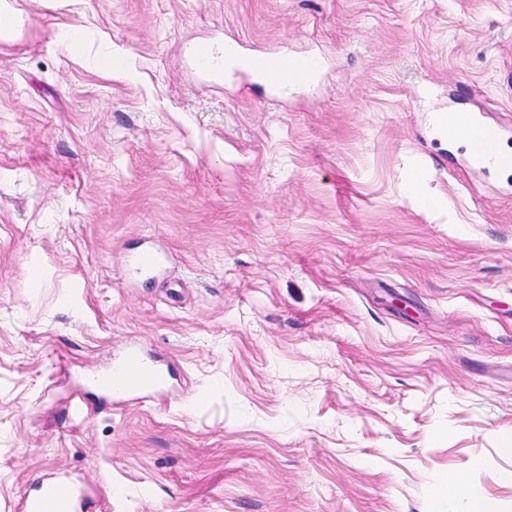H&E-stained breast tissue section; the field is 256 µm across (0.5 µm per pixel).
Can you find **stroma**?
<instances>
[{
    "mask_svg": "<svg viewBox=\"0 0 512 512\" xmlns=\"http://www.w3.org/2000/svg\"><path fill=\"white\" fill-rule=\"evenodd\" d=\"M0 10V512L53 473L85 512H512V173L431 124L512 151V0ZM129 343L168 394L116 408ZM461 113L455 112L454 115L436 118L437 127L442 132H448V142L455 144H470L473 140L472 132L462 119ZM457 117V118H456Z\"/></svg>",
    "mask_w": 512,
    "mask_h": 512,
    "instance_id": "1",
    "label": "stroma"
}]
</instances>
